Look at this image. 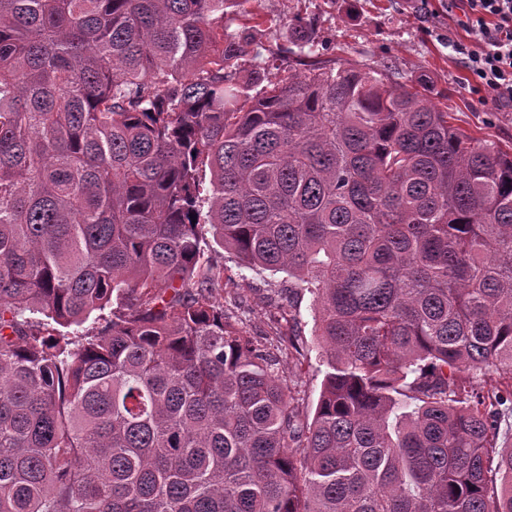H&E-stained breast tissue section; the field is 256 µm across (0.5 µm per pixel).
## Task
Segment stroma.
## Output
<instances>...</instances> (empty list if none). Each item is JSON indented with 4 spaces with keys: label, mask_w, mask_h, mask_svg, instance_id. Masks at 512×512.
<instances>
[{
    "label": "stroma",
    "mask_w": 512,
    "mask_h": 512,
    "mask_svg": "<svg viewBox=\"0 0 512 512\" xmlns=\"http://www.w3.org/2000/svg\"><path fill=\"white\" fill-rule=\"evenodd\" d=\"M250 10L276 20V27L258 36L264 49L278 51L288 43L286 20L300 15L312 19L317 38L327 44L324 58L367 59L385 67L394 82H424L443 110L454 112L456 123L472 135L512 145V108L481 104L480 94L465 79L463 60L452 42L474 45L464 27L462 10L449 9L448 0H251ZM248 287L228 286L220 299L225 310L241 318L255 338L268 332L271 306L284 304L288 294L280 276L251 271ZM298 330L308 347L302 363L286 359L282 368L302 414L312 415L324 368L313 334L310 295L298 301Z\"/></svg>",
    "instance_id": "1"
}]
</instances>
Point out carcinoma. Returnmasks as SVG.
<instances>
[{
  "label": "carcinoma",
  "instance_id": "1",
  "mask_svg": "<svg viewBox=\"0 0 512 512\" xmlns=\"http://www.w3.org/2000/svg\"><path fill=\"white\" fill-rule=\"evenodd\" d=\"M248 2L0 0V512H512V148ZM268 26H270L269 23L261 27L265 31L261 32L257 39V41L261 42L262 48L267 49V51L259 49L263 54V58L269 56L268 50L278 53L280 47L288 46V24L274 27L273 23L270 29H267ZM244 273L252 287L236 288L235 285H229L224 288L219 301L224 305V310L242 319L246 330L252 336L262 340L269 331L268 310L277 304H288V291H281L283 285L288 283L283 284L282 276H274L266 271L245 270ZM234 297L237 300L236 304ZM312 302L309 294L301 295L298 301L299 324L298 331L306 342L309 352L302 361V365L295 366L292 358L283 362L282 369L288 373L292 392L298 399L297 404L303 415L310 418L319 396L323 373L325 370L320 361L319 348L316 337L313 336Z\"/></svg>",
  "mask_w": 512,
  "mask_h": 512
}]
</instances>
